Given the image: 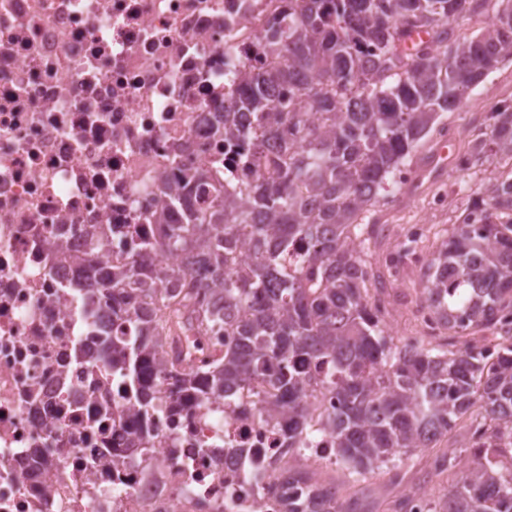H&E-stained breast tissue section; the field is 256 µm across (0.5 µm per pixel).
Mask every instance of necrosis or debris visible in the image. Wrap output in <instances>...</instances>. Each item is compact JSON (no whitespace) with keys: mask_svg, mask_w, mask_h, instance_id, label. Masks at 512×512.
<instances>
[{"mask_svg":"<svg viewBox=\"0 0 512 512\" xmlns=\"http://www.w3.org/2000/svg\"><path fill=\"white\" fill-rule=\"evenodd\" d=\"M300 2L0 0V512H284L287 418L261 410L265 383L173 416L159 380L144 418L95 328L129 316L88 319L66 286L87 225L121 265L184 171L254 180L224 109ZM334 407L309 400L311 464Z\"/></svg>","mask_w":512,"mask_h":512,"instance_id":"obj_1","label":"necrosis or debris"}]
</instances>
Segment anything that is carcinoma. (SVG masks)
<instances>
[{"instance_id": "obj_1", "label": "carcinoma", "mask_w": 512, "mask_h": 512, "mask_svg": "<svg viewBox=\"0 0 512 512\" xmlns=\"http://www.w3.org/2000/svg\"><path fill=\"white\" fill-rule=\"evenodd\" d=\"M489 12L479 34L453 39L450 20ZM266 54L278 62L251 74L245 100L255 117L247 159L263 177L235 194L217 178L188 175L210 203L172 194L167 209L183 221L157 216L156 235L124 268L99 265L107 230L91 225L86 277L69 290L89 318L104 308L135 314L131 333L105 346L147 416L158 406L143 373L156 357L173 410L267 380L264 409L288 413L290 450L308 428L305 399L329 390V438L352 482L313 483L288 470V484L313 494L311 512H366L369 476L463 419L475 460L428 512H512V170L483 183L424 274V301L448 345L482 332L490 345L394 343L376 298L385 275L366 259L380 229L365 222L443 114L512 59V0H305ZM295 98L322 122L290 109ZM488 129L462 173L475 161H512V104L489 113ZM244 249L252 262L240 271ZM168 252L207 277L187 272L175 291L161 287L157 260ZM217 328L234 345L187 368L181 337L204 345Z\"/></svg>"}]
</instances>
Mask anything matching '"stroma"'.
Here are the masks:
<instances>
[{"instance_id": "35a3bbf8", "label": "stroma", "mask_w": 512, "mask_h": 512, "mask_svg": "<svg viewBox=\"0 0 512 512\" xmlns=\"http://www.w3.org/2000/svg\"><path fill=\"white\" fill-rule=\"evenodd\" d=\"M511 102L512 62H506L467 90L455 111L443 115L442 126L459 132L447 146L448 156L468 152L473 139L485 129L487 112ZM436 145V138H429L426 145L414 153L410 163L415 174L414 184L394 190L391 197L377 205L375 218L383 224L384 231L370 256L374 269L384 270L387 258L400 250L403 228L421 224L437 231L460 223L483 181L495 173L494 166L489 164L476 166L470 178L456 173L450 163L439 170L429 167L428 159ZM422 288L421 268L407 265L401 279L393 281L386 289L383 295L387 307L385 321L398 335L430 339V332L414 318L416 306L424 300ZM470 436L468 428L455 426L434 447L419 449L399 462L394 474L377 471L368 492L367 504L371 512H382L385 505L394 504L416 492L426 494L434 501L443 498L453 482L447 476L436 475L433 460L441 453L452 451L460 465H469L472 454L463 443Z\"/></svg>"}]
</instances>
